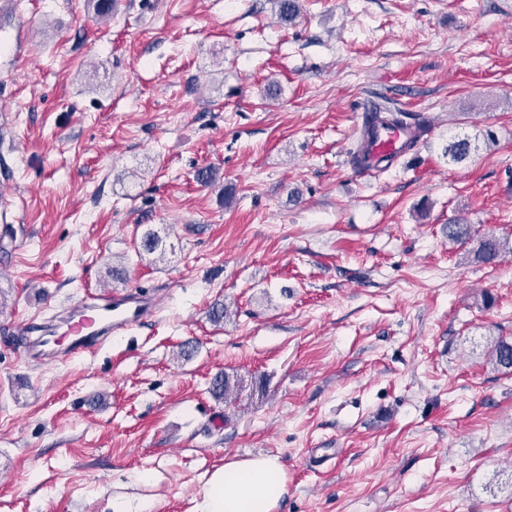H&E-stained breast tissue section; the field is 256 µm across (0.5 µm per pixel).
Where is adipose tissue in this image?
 <instances>
[{"mask_svg": "<svg viewBox=\"0 0 512 512\" xmlns=\"http://www.w3.org/2000/svg\"><path fill=\"white\" fill-rule=\"evenodd\" d=\"M285 483L284 469L276 458L228 462L204 485L201 512H274Z\"/></svg>", "mask_w": 512, "mask_h": 512, "instance_id": "ef3b65f1", "label": "adipose tissue"}]
</instances>
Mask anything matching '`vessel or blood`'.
Listing matches in <instances>:
<instances>
[{
    "label": "vessel or blood",
    "mask_w": 512,
    "mask_h": 512,
    "mask_svg": "<svg viewBox=\"0 0 512 512\" xmlns=\"http://www.w3.org/2000/svg\"><path fill=\"white\" fill-rule=\"evenodd\" d=\"M405 141L401 128L376 124L367 138L365 172L375 171L379 159L403 156ZM159 303L158 294L139 288L85 292L70 304L64 331L41 328L31 318L18 325L17 335L26 339L22 357L28 365L40 366L96 351L152 318Z\"/></svg>",
    "instance_id": "1"
}]
</instances>
